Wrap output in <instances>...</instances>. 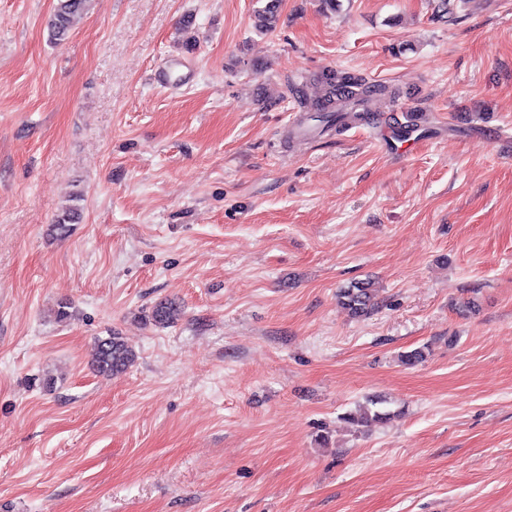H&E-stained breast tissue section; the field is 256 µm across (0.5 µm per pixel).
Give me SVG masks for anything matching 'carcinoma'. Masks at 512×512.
<instances>
[{
	"instance_id": "cac0c4a2",
	"label": "carcinoma",
	"mask_w": 512,
	"mask_h": 512,
	"mask_svg": "<svg viewBox=\"0 0 512 512\" xmlns=\"http://www.w3.org/2000/svg\"><path fill=\"white\" fill-rule=\"evenodd\" d=\"M92 0H57L52 16L48 21V37L55 43L65 41L73 27L75 19L83 15L91 5ZM279 0H266L264 6L254 13V27L262 34L274 32L278 22ZM321 82L325 93L319 99L308 104L309 119L315 125L299 127L298 134L307 136L313 132L326 133L340 131L352 121H372L375 115L369 108V101L375 94L384 91L378 85L366 86L357 77L350 74L338 75L328 72L322 75ZM425 118L415 113L405 114V122L396 123L393 133L402 139L421 128ZM79 213L71 208L58 215L50 225L52 236L64 237L70 231V225L77 223ZM338 302L353 318H363L372 315L379 308L376 300L374 283L370 280H359L351 283L338 293ZM182 315L179 306L172 302H159L151 310L150 318L153 323L167 328L177 323ZM136 354L123 337L112 333L98 339L93 367L99 373H114L128 369L135 362ZM394 412L385 407L381 399H369L354 411L347 413L344 419L353 426L369 427L382 424Z\"/></svg>"
}]
</instances>
